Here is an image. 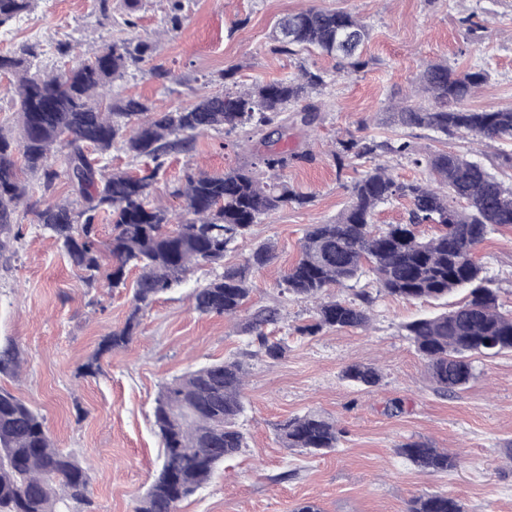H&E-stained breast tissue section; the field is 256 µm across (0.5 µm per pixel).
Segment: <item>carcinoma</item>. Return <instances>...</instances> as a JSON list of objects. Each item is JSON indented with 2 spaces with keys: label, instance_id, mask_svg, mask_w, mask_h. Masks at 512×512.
Returning a JSON list of instances; mask_svg holds the SVG:
<instances>
[{
  "label": "carcinoma",
  "instance_id": "1",
  "mask_svg": "<svg viewBox=\"0 0 512 512\" xmlns=\"http://www.w3.org/2000/svg\"><path fill=\"white\" fill-rule=\"evenodd\" d=\"M33 3L0 0V28L30 12ZM368 38L367 25L355 14L323 8L283 17L272 34L275 50L281 53L315 49L340 59L349 71L367 66L362 48ZM40 56L34 43L0 54V76L15 79L21 128L18 141L0 132V255L10 250L13 214L24 204L61 245L69 263L91 279L102 260L94 221L104 213L113 224L106 244L112 257V287L125 284L128 268L139 271L124 326L102 339L83 374L98 371L103 353L126 348L143 312L200 262L219 267L222 273L193 292L194 309L243 321L246 331L256 333L251 355L281 359L284 345L262 333L263 326L277 320L278 310L248 306L251 275L272 260L274 246L259 245L239 266L224 264V258L261 216L288 204L303 207L311 202L310 195L283 178L288 167L311 157L279 143L288 127V113L301 112L306 125L317 119L327 73L302 66L294 77L239 90L234 71L227 70L224 82L231 87L202 95L184 108L157 111L140 97H105L106 88L142 60L138 44L116 40L64 72L33 70ZM488 80L484 70L458 73L444 61L429 63L416 80L417 91L428 104L393 106L389 115L401 127L445 137L511 139V107L488 111L468 105ZM245 125H274L277 138L265 137L266 150L256 163L188 176L179 190L186 217L173 229L168 228V211L149 201L151 177L105 174L93 157L119 143L127 153L149 158L159 169L169 153L191 151L196 135ZM58 143L67 149L60 170L49 162ZM385 154L408 156L411 143L340 139L336 167L341 171L354 159ZM412 162L424 166L431 179L402 182L388 166L377 163L353 181L349 204L336 219L312 224L305 231L299 257L284 278V290L298 300L317 302L312 322L299 328L309 336L324 329L368 325L369 293L360 292L356 302L330 294L332 288L367 272L380 290L405 300H440L458 289L466 291L460 305L404 325L439 388L456 391L474 376L472 355L512 351V311L500 310L496 291L476 259L489 233L512 226V187L463 154L430 153ZM29 175L39 176L45 194L54 191L59 178H66L81 208L69 200L30 201ZM395 198L409 200V222L374 230L376 209ZM422 224H437L438 232L425 238L419 231ZM21 365L13 344L0 347V374L15 375ZM244 377L241 362L224 360L190 370L160 387L153 418L162 448L161 467L134 512H176L218 466L246 447L237 425ZM344 378L366 386L379 382L376 368L365 364L347 366ZM279 439L285 448L311 453L331 450L338 443L336 424L312 411L281 424ZM398 453L427 473L446 472L455 465L447 452L423 440L401 444ZM88 493L89 476L78 458L56 446L27 403L0 389V512H71L74 505L91 504ZM408 512L465 510L445 493H428L414 498Z\"/></svg>",
  "mask_w": 512,
  "mask_h": 512
}]
</instances>
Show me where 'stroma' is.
<instances>
[{
  "label": "stroma",
  "instance_id": "stroma-1",
  "mask_svg": "<svg viewBox=\"0 0 512 512\" xmlns=\"http://www.w3.org/2000/svg\"><path fill=\"white\" fill-rule=\"evenodd\" d=\"M311 7L343 9L359 16L371 38L363 48L365 68L346 74L335 60L314 51H274L271 34L285 15ZM476 15L474 31L459 20ZM118 39L148 44L136 70L112 88L113 97L138 96L178 108L223 89L234 70L239 88L296 75L300 65L327 72L325 107L313 125L297 114L288 119V146L312 154L285 176L313 201L261 217L225 261L239 264L262 242H272V261L252 277L253 307L278 308L281 318L268 335L287 345L276 361L251 356V336L241 322L198 314L192 293L214 279L201 264L147 309L127 348L99 353L104 336L121 329L132 285L112 287L111 257H103L94 282L68 263L60 246L18 208L22 236L0 258V344L14 343L23 360L19 376L0 375V388L38 412L58 447L89 469L92 512H133L159 470L160 441L153 407L160 387L201 365L239 359L247 370L244 411L238 419L247 446L211 480L179 505V512H295L315 502L321 512H406L418 496L441 492L461 501L466 512H512V352L476 355L474 377L462 390L438 388L403 329L407 322L438 312L437 302L406 301L381 291L373 275L338 289L351 299L373 298L364 328L326 329L303 336L311 304L282 288L309 225L335 219L348 203L351 182L373 167L354 160L337 170L333 153L348 136L378 141L409 140L417 154L478 152L505 182L512 168L499 156L512 141L476 146L470 138L406 129L386 120L389 105H420L415 78L429 61L457 71L485 69L490 81L473 107H512V0H37L9 30L0 29V53L23 43L39 44L43 65L75 66L84 55ZM67 53H59V45ZM169 71L162 82L154 69ZM263 150L262 135L246 126L212 131L190 152H174L152 185L151 201L183 214L176 191L187 174L222 172L252 162ZM503 309H512V228L489 234L478 251ZM99 355L100 369L81 367ZM353 363L380 375L376 386L343 377ZM317 411L341 432L334 450L312 455L283 447L284 421ZM425 439L455 458L452 469L427 474L398 455L400 444Z\"/></svg>",
  "mask_w": 512,
  "mask_h": 512
}]
</instances>
